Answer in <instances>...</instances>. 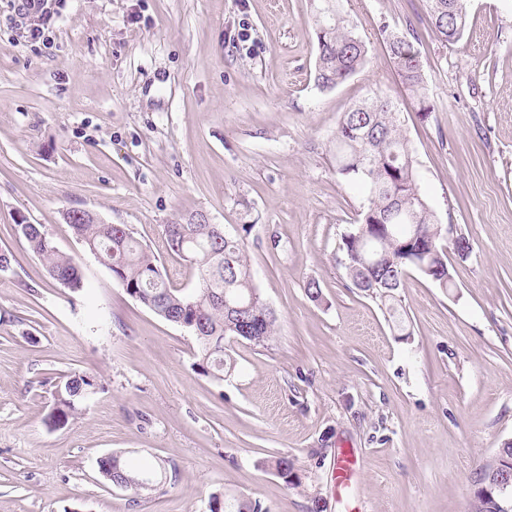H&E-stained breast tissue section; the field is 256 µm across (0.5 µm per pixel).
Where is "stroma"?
I'll list each match as a JSON object with an SVG mask.
<instances>
[{"mask_svg":"<svg viewBox=\"0 0 512 512\" xmlns=\"http://www.w3.org/2000/svg\"><path fill=\"white\" fill-rule=\"evenodd\" d=\"M0 0V512H471L481 467L512 439V0H468L456 44L423 0H340L368 49L363 69L314 84L310 0H60L48 44L4 30ZM419 37L433 112L400 83L382 26ZM393 100L420 191L470 242L454 288L410 274L403 335L339 262L362 195L337 174L344 112ZM124 224L176 288L193 269L165 225L204 214L243 229L265 346L227 342L234 372H199L196 342L131 297L63 218ZM77 261L54 280L15 222ZM318 281L321 300L305 286ZM74 373L97 389L67 424L48 415ZM124 452L163 466L134 495L98 471ZM354 463L348 484L337 464ZM286 454V484L260 463Z\"/></svg>","mask_w":512,"mask_h":512,"instance_id":"35a3bbf8","label":"stroma"}]
</instances>
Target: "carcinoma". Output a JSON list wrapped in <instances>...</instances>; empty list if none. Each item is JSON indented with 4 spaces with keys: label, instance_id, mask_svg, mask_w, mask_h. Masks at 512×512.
I'll return each mask as SVG.
<instances>
[{
    "label": "carcinoma",
    "instance_id": "1",
    "mask_svg": "<svg viewBox=\"0 0 512 512\" xmlns=\"http://www.w3.org/2000/svg\"><path fill=\"white\" fill-rule=\"evenodd\" d=\"M424 2L437 37L446 44L461 40L469 24L467 0ZM312 7L317 42L314 81L318 88L328 90L330 83L339 85L364 67L367 49L344 16L339 0H312ZM380 34L401 84L415 99L418 111L428 114L433 106L427 101L420 51L406 36L386 25ZM334 142L336 172L363 190L361 223L387 225L384 234L361 247L355 246L352 238L342 239L340 264L357 288L363 275L362 259L380 260L395 286L367 287L365 291L394 315L396 324L404 330L405 321L396 312L410 273L444 289L455 287V283L448 281L447 246L434 211L420 193L413 147L399 109L381 97L353 104L343 114ZM17 227L31 251L46 263L50 275L72 290H80V265L60 253L38 225L19 223ZM71 228L131 297L165 320L203 333L196 337V366L212 379L220 382L235 369L224 347L226 339L262 346L273 336L276 316L255 287L240 236L198 220L164 225L168 249L181 258L191 254L199 260L193 265L199 274V287L177 290L161 274L155 256L134 239L128 227L118 230L112 224H91L80 218L71 223ZM414 234L433 236L434 247L441 254V259L427 264L426 271L415 269L400 253V243ZM95 386L89 375L67 376L55 387L49 419L68 423L79 413L85 393ZM259 465L288 484L296 478L295 460L287 455L273 456Z\"/></svg>",
    "mask_w": 512,
    "mask_h": 512
}]
</instances>
